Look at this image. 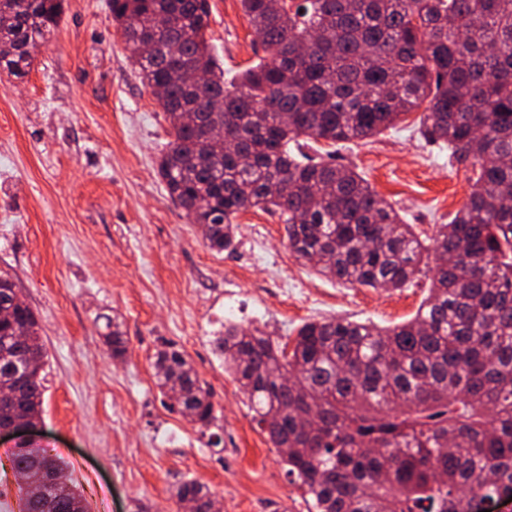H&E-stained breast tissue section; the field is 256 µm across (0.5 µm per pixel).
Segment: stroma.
Listing matches in <instances>:
<instances>
[{"label": "stroma", "mask_w": 512, "mask_h": 512, "mask_svg": "<svg viewBox=\"0 0 512 512\" xmlns=\"http://www.w3.org/2000/svg\"><path fill=\"white\" fill-rule=\"evenodd\" d=\"M209 3L207 38L224 70L263 57L240 0ZM63 5L28 75L0 74V269L11 268L48 354L38 441L69 464L89 512H185L172 494L185 479L205 485L222 512H309L213 337L228 320L283 342L313 319L387 327L412 317L431 278L398 291L327 279L289 250L278 215L258 209L237 215L234 250H210L157 172L169 124L108 0ZM418 118L364 141L319 143L317 154L357 171L426 242L473 184L425 142ZM111 311L129 339L121 360L95 324ZM168 343L212 394L218 446L155 384L154 355Z\"/></svg>", "instance_id": "obj_1"}]
</instances>
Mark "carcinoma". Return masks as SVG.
Segmentation results:
<instances>
[{
  "label": "carcinoma",
  "mask_w": 512,
  "mask_h": 512,
  "mask_svg": "<svg viewBox=\"0 0 512 512\" xmlns=\"http://www.w3.org/2000/svg\"><path fill=\"white\" fill-rule=\"evenodd\" d=\"M64 0H0V73L23 78ZM266 56L226 79L206 34L209 0H110L130 58L161 86L170 123L159 174L206 226L213 251L234 249L249 208L284 217L288 248L353 287L399 290L433 255L432 286L391 327L348 318L303 323L292 343L224 324L214 349L247 396L314 512H471L512 489V0H240ZM155 53L138 58V45ZM423 109L422 135L476 174L465 206L426 246L355 170L300 161L288 148L364 140ZM224 129V139L209 136ZM0 270V385L32 369L11 410L42 414L47 353L33 309ZM99 319L112 358L125 357L118 316ZM160 392L218 445L210 392L173 345L156 353ZM13 470L32 480L22 512H87L68 464L31 443ZM175 498L218 512L195 480Z\"/></svg>",
  "instance_id": "1"
}]
</instances>
